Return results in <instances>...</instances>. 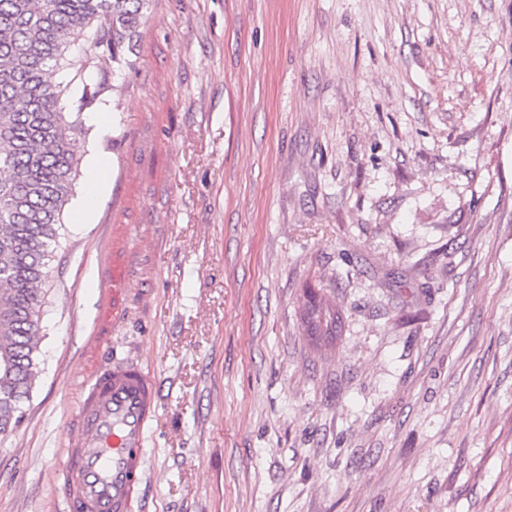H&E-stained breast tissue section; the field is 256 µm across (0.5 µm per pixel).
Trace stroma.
<instances>
[{"instance_id":"1","label":"stroma","mask_w":512,"mask_h":512,"mask_svg":"<svg viewBox=\"0 0 512 512\" xmlns=\"http://www.w3.org/2000/svg\"><path fill=\"white\" fill-rule=\"evenodd\" d=\"M149 12L82 115L0 512H62L114 358L158 386L147 512H512V0ZM336 306L324 295L307 290L303 323L308 336H333L339 320Z\"/></svg>"}]
</instances>
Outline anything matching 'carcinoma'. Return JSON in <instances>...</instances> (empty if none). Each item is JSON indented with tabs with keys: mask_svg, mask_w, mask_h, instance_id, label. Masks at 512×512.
Wrapping results in <instances>:
<instances>
[{
	"mask_svg": "<svg viewBox=\"0 0 512 512\" xmlns=\"http://www.w3.org/2000/svg\"><path fill=\"white\" fill-rule=\"evenodd\" d=\"M149 0H0V436L20 423L39 374L37 353L47 259L59 236L80 156L81 114L106 102L108 81L135 67L127 56L147 20ZM95 27L93 48L71 63L65 49ZM76 68V112L62 103ZM310 336L336 332L338 310L306 294ZM13 365L8 367L5 360Z\"/></svg>",
	"mask_w": 512,
	"mask_h": 512,
	"instance_id": "cac0c4a2",
	"label": "carcinoma"
}]
</instances>
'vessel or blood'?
Masks as SVG:
<instances>
[{"label":"vessel or blood","instance_id":"vessel-or-blood-1","mask_svg":"<svg viewBox=\"0 0 512 512\" xmlns=\"http://www.w3.org/2000/svg\"><path fill=\"white\" fill-rule=\"evenodd\" d=\"M156 408V384L137 365L115 361L96 373L59 478L64 512H129L145 482Z\"/></svg>","mask_w":512,"mask_h":512}]
</instances>
